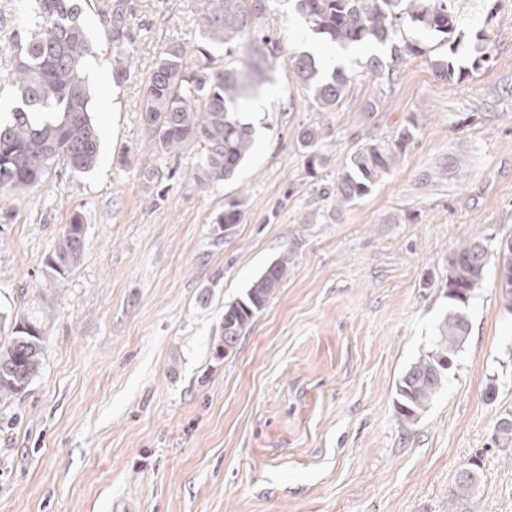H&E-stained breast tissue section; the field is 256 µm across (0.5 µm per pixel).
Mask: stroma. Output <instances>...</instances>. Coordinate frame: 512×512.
Segmentation results:
<instances>
[{"label": "stroma", "instance_id": "stroma-1", "mask_svg": "<svg viewBox=\"0 0 512 512\" xmlns=\"http://www.w3.org/2000/svg\"><path fill=\"white\" fill-rule=\"evenodd\" d=\"M197 0H132L137 33L115 84L99 42L86 63L101 134L97 167L63 168L0 200V311L52 306L43 367L0 405V512H512V313L498 257L464 309L466 343L425 414L401 421L396 386L448 312V256L512 238V0H460L470 73L434 78L433 36L392 82L344 54L334 111L318 109L285 57L320 43L287 0H268L284 56L245 110L256 145L230 181L201 187L199 146L158 161L142 88L169 43L200 38ZM32 0H0V96L12 34ZM489 68L472 69L477 51ZM375 102L367 111V102ZM416 124L393 170L350 207L331 191L349 150ZM314 126L325 167L298 135ZM238 223L220 227L227 209ZM84 255L66 277L45 261L73 213ZM288 273L216 357L224 306L279 257ZM494 397H487L488 387ZM480 465L472 497L451 490Z\"/></svg>", "mask_w": 512, "mask_h": 512}]
</instances>
